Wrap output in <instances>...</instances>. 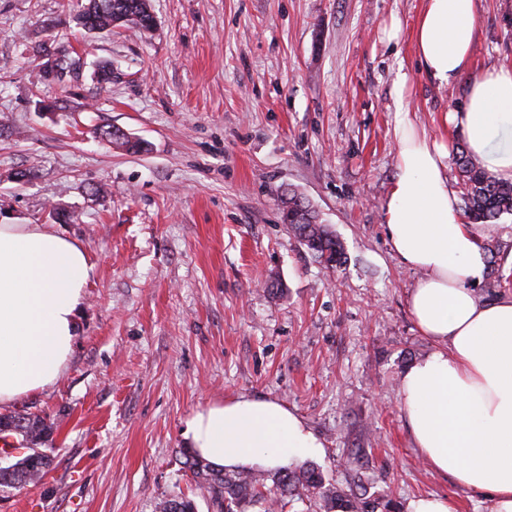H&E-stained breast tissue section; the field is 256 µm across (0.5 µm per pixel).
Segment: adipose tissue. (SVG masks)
I'll list each match as a JSON object with an SVG mask.
<instances>
[{"label": "adipose tissue", "instance_id": "1", "mask_svg": "<svg viewBox=\"0 0 512 512\" xmlns=\"http://www.w3.org/2000/svg\"><path fill=\"white\" fill-rule=\"evenodd\" d=\"M474 0H427L416 51L441 85L470 75L467 99L445 117L497 179L512 181V70L471 74ZM396 174L384 204L388 241L418 272L408 305L433 350L401 374L399 398L412 442L437 473L483 494L485 512H512V295L473 286L487 264L484 225L466 223L448 179V143L420 132L399 103ZM93 265L85 248L45 224L0 221V407L54 383L78 335ZM185 437L224 468H272L320 452L304 420L273 399L239 396L196 410Z\"/></svg>", "mask_w": 512, "mask_h": 512}]
</instances>
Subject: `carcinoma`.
<instances>
[{
	"label": "carcinoma",
	"instance_id": "carcinoma-1",
	"mask_svg": "<svg viewBox=\"0 0 512 512\" xmlns=\"http://www.w3.org/2000/svg\"><path fill=\"white\" fill-rule=\"evenodd\" d=\"M75 21L89 33L110 32L116 27L149 31L155 25L150 0H88ZM114 130L120 128H108L102 136L131 153L144 148L141 140L130 135L112 137ZM456 164L470 223L489 224L505 214L512 215V182L494 177L464 147L457 153ZM280 201L281 222L320 264L337 268L347 262L343 243L301 193L289 188L281 193ZM2 422L14 425L9 434L25 438L33 448L16 460L0 461V488H20L39 481L48 471L50 459L37 445L53 431L54 422L19 412L1 413ZM183 457L195 490L161 501L159 512H197L196 495L210 512H286L292 502L305 504L306 512H400L399 504L388 494L367 492L368 480L357 470L342 484L312 462L275 470H226L213 467L189 450Z\"/></svg>",
	"mask_w": 512,
	"mask_h": 512
}]
</instances>
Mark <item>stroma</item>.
I'll return each instance as SVG.
<instances>
[{
  "mask_svg": "<svg viewBox=\"0 0 512 512\" xmlns=\"http://www.w3.org/2000/svg\"><path fill=\"white\" fill-rule=\"evenodd\" d=\"M424 4L151 0L153 31L90 39L78 0H0V220L49 225L94 266L67 368L13 406L55 422L41 445L53 463L37 486L0 488V512H156L190 486L186 420L241 395L302 417L336 479L361 448L374 490L400 505L435 494L483 512L480 494L427 466L398 399L433 345L407 305L418 274L385 231L397 80L419 128L456 146L445 116L468 91L419 64ZM476 13L472 73L512 69V0H476ZM61 40L81 66L57 83L33 49ZM105 63L108 85L94 76ZM110 126L145 151L102 138ZM289 186L343 241L341 268L282 224ZM485 252L477 294H511L512 216L486 230Z\"/></svg>",
  "mask_w": 512,
  "mask_h": 512,
  "instance_id": "obj_1",
  "label": "stroma"
}]
</instances>
